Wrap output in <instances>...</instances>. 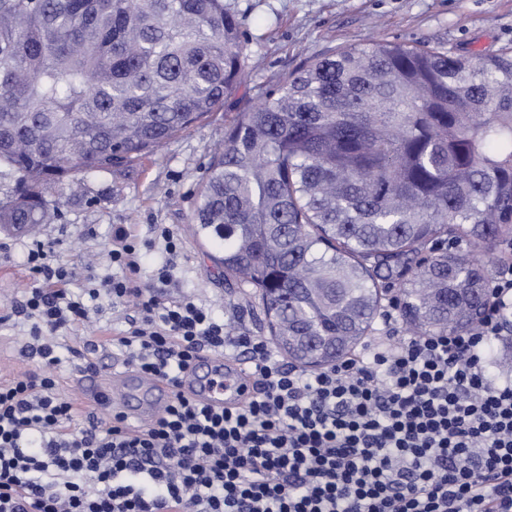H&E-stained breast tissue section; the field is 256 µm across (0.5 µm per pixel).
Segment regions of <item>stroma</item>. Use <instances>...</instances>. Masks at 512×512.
<instances>
[{
  "label": "stroma",
  "instance_id": "stroma-1",
  "mask_svg": "<svg viewBox=\"0 0 512 512\" xmlns=\"http://www.w3.org/2000/svg\"><path fill=\"white\" fill-rule=\"evenodd\" d=\"M241 22L247 75L212 116L181 133L154 156L113 167L109 172L77 174L62 194L61 216L39 225L35 233L0 229V383L34 369L21 356L23 326L11 310L30 288L26 246L52 242L58 264L73 273L72 289L89 287L91 279L111 277L105 253L112 227L124 224L139 239L152 238L158 225L169 227L182 242L179 254L143 251V276L172 262L176 292L213 309L233 334L268 339L261 325L258 297L237 287L215 261L217 240L194 232L191 216L224 131L242 112L281 85L292 73L334 51L384 39L410 45L442 46L467 58L512 48V0H224ZM126 310L100 300L90 324L67 332L60 350L58 391L72 400L79 421L107 422L108 412L95 392L109 389L121 372L119 351L111 343L113 328L124 325ZM94 340L100 348L96 365L85 369L76 349Z\"/></svg>",
  "mask_w": 512,
  "mask_h": 512
}]
</instances>
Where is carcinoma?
<instances>
[{"mask_svg": "<svg viewBox=\"0 0 512 512\" xmlns=\"http://www.w3.org/2000/svg\"><path fill=\"white\" fill-rule=\"evenodd\" d=\"M245 68L224 0H0V224L49 222L65 179L158 151ZM194 221L303 367L351 355L393 285L412 336L478 326L512 239V51L371 40L315 61L225 131Z\"/></svg>", "mask_w": 512, "mask_h": 512, "instance_id": "cac0c4a2", "label": "carcinoma"}]
</instances>
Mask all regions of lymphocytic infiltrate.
I'll use <instances>...</instances> for the list:
<instances>
[{
    "instance_id": "obj_1",
    "label": "lymphocytic infiltrate",
    "mask_w": 512,
    "mask_h": 512,
    "mask_svg": "<svg viewBox=\"0 0 512 512\" xmlns=\"http://www.w3.org/2000/svg\"><path fill=\"white\" fill-rule=\"evenodd\" d=\"M150 246L118 228L107 255L123 275L85 298L50 244L30 248L33 284L13 314L30 325L21 354L36 367L0 385V512H512V373L491 374L485 353L512 309V261L474 330L393 336L306 374L169 297L170 264L142 280ZM101 296L134 308L112 339L122 365L173 390L147 427L119 412L71 427L57 392L59 335ZM230 347L256 391L221 410L183 392L201 354Z\"/></svg>"
}]
</instances>
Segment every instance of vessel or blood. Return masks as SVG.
<instances>
[{
    "mask_svg": "<svg viewBox=\"0 0 512 512\" xmlns=\"http://www.w3.org/2000/svg\"><path fill=\"white\" fill-rule=\"evenodd\" d=\"M248 379L244 366L225 368L221 357L203 356L187 382L188 388L205 405L223 407L225 401L240 397ZM172 396L161 381L129 370L113 384L112 399L129 422L147 425L159 418Z\"/></svg>",
    "mask_w": 512,
    "mask_h": 512,
    "instance_id": "b4317fda",
    "label": "vessel or blood"
}]
</instances>
